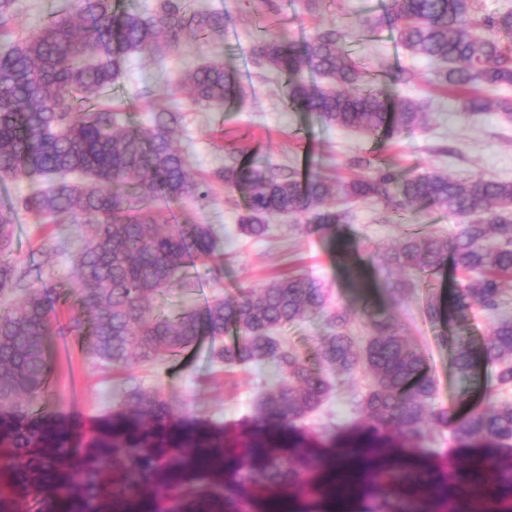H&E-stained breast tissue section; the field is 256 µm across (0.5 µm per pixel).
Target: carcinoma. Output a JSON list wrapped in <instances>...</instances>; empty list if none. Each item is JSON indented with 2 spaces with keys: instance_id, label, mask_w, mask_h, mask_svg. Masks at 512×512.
<instances>
[{
  "instance_id": "carcinoma-1",
  "label": "carcinoma",
  "mask_w": 512,
  "mask_h": 512,
  "mask_svg": "<svg viewBox=\"0 0 512 512\" xmlns=\"http://www.w3.org/2000/svg\"><path fill=\"white\" fill-rule=\"evenodd\" d=\"M15 0H0V38L12 39ZM386 24L409 54L434 65L433 82L466 115L496 109L512 120V98L492 92L512 86V9L482 11L478 0H387L379 17L354 28L334 26L310 38H290L258 27L255 63L284 81L287 104L326 126L353 128L389 138L421 126L425 113L414 99L390 103L346 49ZM224 33V13L189 11L187 0H157L153 11L119 8L114 0H79L74 16L50 19L38 32L0 52V180H26L27 195L0 207V453L9 482L0 484V512H327L301 508L290 494L315 489L340 459L301 431L304 420L333 391L331 373L368 368L372 385L365 415L354 424L351 446L361 457V512H451L458 493L480 491L488 468L486 449L512 458V402L490 401L458 417L428 405L435 380L420 349L372 302L360 308L328 306L329 289L308 275L275 278L260 286L215 292L198 310L161 313L164 297L187 270L202 263L224 266L209 224H187L164 207L205 205L214 186L245 192L239 233L263 238L271 215L305 220L327 231L343 224L340 202L377 199L394 211L430 202L460 220L448 240L407 231L379 255L406 278L390 285L393 297L414 287L412 276L439 271L452 261L461 282L446 298L430 299L438 321L463 319L477 306L494 317L474 355L463 336L454 341L453 365L468 378L477 358L497 368L501 386L512 385V319L498 315L503 282L512 280V181L456 179L439 172L403 176L378 156L357 165L364 174L328 179L230 151L202 177L191 173L187 147L174 142L183 113L174 106L152 113L149 127L120 126L112 87L133 54L177 50L193 40ZM183 87L196 105L222 108L243 97L235 71L207 61L186 70ZM23 211L54 224L76 244L73 286L62 288L35 260L13 254L14 224ZM337 262L354 288L363 287L359 248L339 244ZM310 313L325 316L319 342L322 369L290 350L279 333ZM361 315L372 331L359 349L348 333ZM235 330L232 343L224 333ZM72 336L104 368L131 370L181 355L207 336L215 363L226 368L266 364L273 374L247 426L236 436L202 419L159 389L126 378L119 401L95 429L47 418L39 408L54 374L50 341ZM450 428L458 448H470L468 466L431 467L416 458L398 464L396 448L424 439L425 416ZM434 492L417 493L423 472ZM484 497L506 501L512 512V467Z\"/></svg>"
}]
</instances>
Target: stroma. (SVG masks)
<instances>
[{
	"label": "stroma",
	"mask_w": 512,
	"mask_h": 512,
	"mask_svg": "<svg viewBox=\"0 0 512 512\" xmlns=\"http://www.w3.org/2000/svg\"><path fill=\"white\" fill-rule=\"evenodd\" d=\"M191 4L197 10L223 12V35L203 45L186 42L175 52L130 56L112 100L115 111L140 126L148 125L153 111L179 105L186 119L175 137L189 140L195 173L209 172L220 163L223 147L236 144L249 147L261 161L296 170L302 161H313L329 176L355 174V159L382 155L403 172L439 171L454 178L512 180V121L494 110L472 117L456 112L453 100L434 86L432 65L407 53L384 25L370 37L349 42L348 49L372 74L384 77L391 96L423 102L428 118L421 128L395 139H372L360 131L327 127L306 113L286 109L281 78L258 67L251 55L259 17H269L277 31L310 36L334 25H356L364 16L376 13V0H319L315 6L307 0H191ZM75 10V0H17L10 26L25 35L50 17ZM208 59L224 62L237 73L244 88L241 103L217 111L190 102L179 78L192 65ZM402 67L414 72L411 83L394 82V73ZM242 209L240 193L221 187L204 207L179 206L180 216L211 225L218 238H230L231 243L221 281L213 282L205 267L189 269L190 287L175 288L160 300L164 313L176 316L202 307L206 296L219 287L229 292L288 274H307L323 281L336 306L354 303L344 270L336 262L338 245L349 241L360 248L365 260L368 297L393 316L409 343L424 352L436 380L434 405L452 406L461 413L483 403L489 393L512 401V387L499 385L495 367L480 366L474 381L461 379L454 372L451 346L442 338L444 328L425 313L432 288L455 287L459 275L453 268H446L433 278L431 286H420L395 304L380 291L382 284L394 281L398 274L375 261V253L395 245L408 229L454 236L457 218L435 206H415L396 214L381 202H357L349 205L345 223L326 232L306 231L291 217L270 216L271 234L257 240L236 233ZM13 248L18 260L37 258L57 281H68L74 254L61 248L52 226L19 213ZM325 333L323 315L312 314L285 328L282 336L288 346L311 358ZM54 366L56 376L42 403L43 412L53 417L92 423L111 408L123 387V372L99 367L77 346L69 359L55 360ZM133 375L144 388H161L186 402L199 417L226 425L251 415L255 399L270 378L267 369L251 364L228 370L214 366L206 339L180 358L135 368ZM369 384L370 376L363 369L336 377L332 396L308 421V430L323 439L345 440L346 427L363 415L361 402ZM78 391L83 394L79 404L73 400ZM418 453L429 463L457 467L464 466L470 455L469 449L455 447L450 430L433 425L428 426Z\"/></svg>",
	"instance_id": "stroma-1"
}]
</instances>
